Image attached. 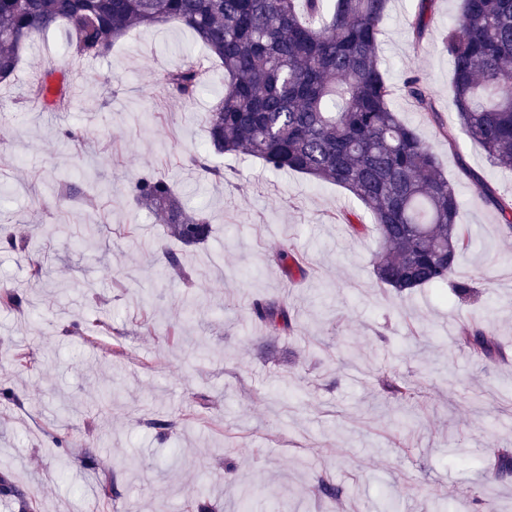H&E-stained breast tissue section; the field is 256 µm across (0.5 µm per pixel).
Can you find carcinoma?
Returning a JSON list of instances; mask_svg holds the SVG:
<instances>
[{
  "mask_svg": "<svg viewBox=\"0 0 512 512\" xmlns=\"http://www.w3.org/2000/svg\"><path fill=\"white\" fill-rule=\"evenodd\" d=\"M389 0H0V82L15 78L24 50L59 30L76 63L104 57L133 29L177 24L208 50L168 73L163 89L189 101L203 64L224 69V99L208 115L205 155L189 158L207 174L210 154H247L273 171H293L347 190L365 208L383 248L374 261L377 281L399 292L448 281L458 251L470 244L458 224L453 185L414 127L391 108L395 86L378 59ZM444 45L453 65L451 102L463 131L490 162L512 170V0H461ZM52 71L29 83L47 108L67 103L68 86L50 92ZM403 90L417 108L437 114L422 78L411 72ZM135 198L164 214L171 237L190 246L210 231L202 213L186 211L169 182L139 177ZM502 223L512 230V198L489 192ZM286 276L302 271L288 251L273 256ZM253 319L284 331L293 322L277 300L252 303ZM458 344L481 359L499 353L478 323L463 327ZM390 396L412 394L401 377L383 382ZM0 495L37 512V503L0 475Z\"/></svg>",
  "mask_w": 512,
  "mask_h": 512,
  "instance_id": "obj_1",
  "label": "carcinoma"
}]
</instances>
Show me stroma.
<instances>
[{"mask_svg": "<svg viewBox=\"0 0 512 512\" xmlns=\"http://www.w3.org/2000/svg\"><path fill=\"white\" fill-rule=\"evenodd\" d=\"M459 7L391 0L378 47L390 82L418 72L436 101L437 122L401 92L391 107L436 154L471 237L449 284L403 293L377 283L381 240L345 189L247 156H209L220 180L189 167L224 74L204 75L188 104L163 92L169 70L204 54L188 29L133 30L81 67L54 30L24 52L17 81L0 85V288L23 298L0 308V388L14 394L0 398V472L39 512H100L109 477L112 512H512V473L487 467L492 449H512V234L482 198L487 186L512 197V172L458 128L442 37ZM43 65L65 77L67 109L30 97ZM147 173L206 213V241L166 238L128 192ZM63 179L77 194L59 196ZM283 249L302 272L273 262ZM169 250L190 280L167 267ZM262 298L287 304L292 331L251 317ZM475 321L498 337L497 358L458 346ZM18 348L36 368L15 364ZM388 376L412 398H386ZM321 479L341 498L321 496Z\"/></svg>", "mask_w": 512, "mask_h": 512, "instance_id": "1", "label": "stroma"}]
</instances>
